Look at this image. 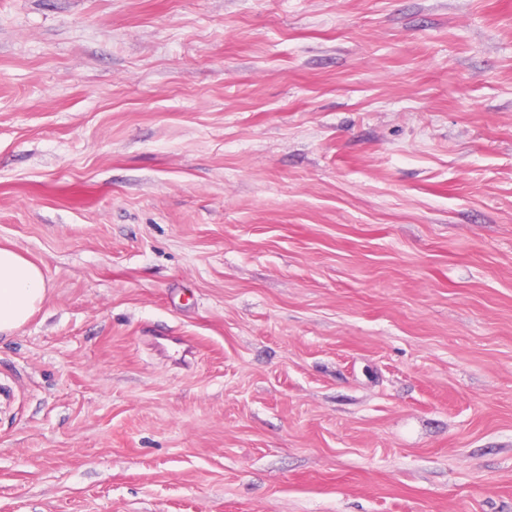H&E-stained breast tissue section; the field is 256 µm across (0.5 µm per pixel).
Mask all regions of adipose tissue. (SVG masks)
<instances>
[{"label":"adipose tissue","mask_w":512,"mask_h":512,"mask_svg":"<svg viewBox=\"0 0 512 512\" xmlns=\"http://www.w3.org/2000/svg\"><path fill=\"white\" fill-rule=\"evenodd\" d=\"M47 285L42 269L12 248L0 247V334L25 325L42 305Z\"/></svg>","instance_id":"1"}]
</instances>
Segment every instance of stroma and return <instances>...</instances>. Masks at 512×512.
Returning <instances> with one entry per match:
<instances>
[{
  "instance_id": "stroma-1",
  "label": "stroma",
  "mask_w": 512,
  "mask_h": 512,
  "mask_svg": "<svg viewBox=\"0 0 512 512\" xmlns=\"http://www.w3.org/2000/svg\"><path fill=\"white\" fill-rule=\"evenodd\" d=\"M0 512H512V0H0ZM47 285L42 269L12 248L0 247V334L25 325L44 302Z\"/></svg>"
}]
</instances>
